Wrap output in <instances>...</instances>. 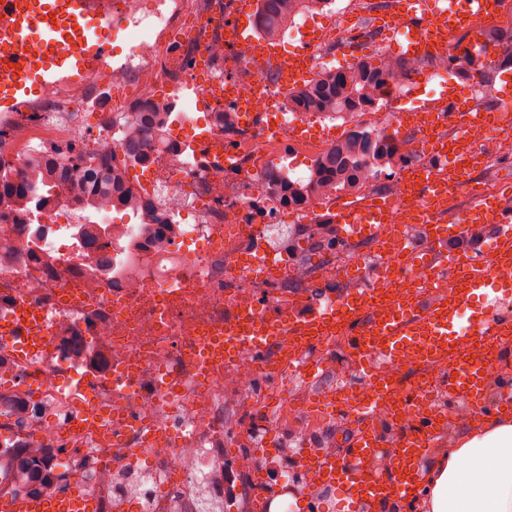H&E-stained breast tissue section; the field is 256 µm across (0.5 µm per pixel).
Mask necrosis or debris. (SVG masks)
Segmentation results:
<instances>
[{
    "mask_svg": "<svg viewBox=\"0 0 512 512\" xmlns=\"http://www.w3.org/2000/svg\"><path fill=\"white\" fill-rule=\"evenodd\" d=\"M122 34L106 62L76 80L49 81L41 96L0 114V143L16 160L83 143L87 116L93 151L112 147L122 117L163 103L185 106L177 152L148 143L153 160L137 185L169 223L162 238L140 224H110L78 236L67 194L48 207L34 253L23 252L32 226L24 214L0 221V323L23 309L40 314L48 343L29 354L0 336V447L44 451L60 478L50 499L80 496L88 512H200V495L234 499L240 512H263L287 493L302 452L324 424L325 407L289 387L287 374L243 352L225 366L216 349L224 326L249 313L273 319L293 298L334 281L337 264L371 277L379 247L411 206L409 179L448 136V115L388 112L408 80H389L362 108L318 119L284 106L285 64L299 56L304 79L345 46L360 22L351 12L292 24L296 51L259 52L229 39L250 0H94ZM437 0L423 25L406 0L394 37L408 58L433 57L431 81L445 85L444 58L474 67L494 56L489 43L425 54L416 48L440 23ZM229 121H220V112ZM407 127L396 157L402 172L381 182V166L356 180L354 199L390 203L357 247L326 243L324 225L342 205L332 191L299 204L268 189L264 161L285 153L315 161L355 131L383 135L386 121ZM295 225L310 251L303 264L269 243L272 226ZM112 418V441L82 422L89 406ZM278 411L299 438L279 460L263 447Z\"/></svg>",
    "mask_w": 512,
    "mask_h": 512,
    "instance_id": "obj_1",
    "label": "necrosis or debris"
}]
</instances>
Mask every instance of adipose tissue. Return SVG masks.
Instances as JSON below:
<instances>
[{
	"label": "adipose tissue",
	"instance_id": "ef3b65f1",
	"mask_svg": "<svg viewBox=\"0 0 512 512\" xmlns=\"http://www.w3.org/2000/svg\"><path fill=\"white\" fill-rule=\"evenodd\" d=\"M421 512H512V420L453 438L422 470Z\"/></svg>",
	"mask_w": 512,
	"mask_h": 512
}]
</instances>
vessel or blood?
I'll return each mask as SVG.
<instances>
[{
    "label": "vessel or blood",
    "instance_id": "1",
    "mask_svg": "<svg viewBox=\"0 0 512 512\" xmlns=\"http://www.w3.org/2000/svg\"><path fill=\"white\" fill-rule=\"evenodd\" d=\"M484 6L485 0L460 5L450 0L444 36L453 37ZM0 10L12 18L11 26L0 30V111L36 97L58 74H77L94 65L109 30L91 0H0ZM453 144L456 158H442L423 169L416 195L429 204L443 184H458L472 200L469 209L455 224L428 217L416 231H401L382 245L383 251H396L400 257L381 267L382 279L407 280L422 269V287L384 294L368 286L316 298L301 315L291 312L274 321L244 317L224 328L228 365L243 351L265 352L281 336L292 337L299 350L330 336L344 337L360 382L355 393H337L333 407L336 414L354 416L356 428L343 461L318 463L308 457L304 465L316 483L341 489L350 512H358L368 499H413L419 464L448 427L447 418L432 414L419 384L384 373L383 365L438 366L437 383L449 401L470 404L485 420L512 417V380L497 381L491 375L493 364L506 361L500 338L512 335V317L498 312L499 306L512 303V210L495 203L480 180L458 167V160L474 159L468 141L458 136ZM363 213V206L354 204L337 215L341 237L367 234ZM485 234L496 242L490 254L448 247L449 240ZM467 310L472 319L459 325ZM472 344L493 352V364L468 359L462 349ZM382 409L388 419L379 418ZM376 455L398 459L396 477L387 480L359 470L361 461ZM83 506L77 496L44 502L0 500V512H81Z\"/></svg>",
    "mask_w": 512,
    "mask_h": 512
}]
</instances>
